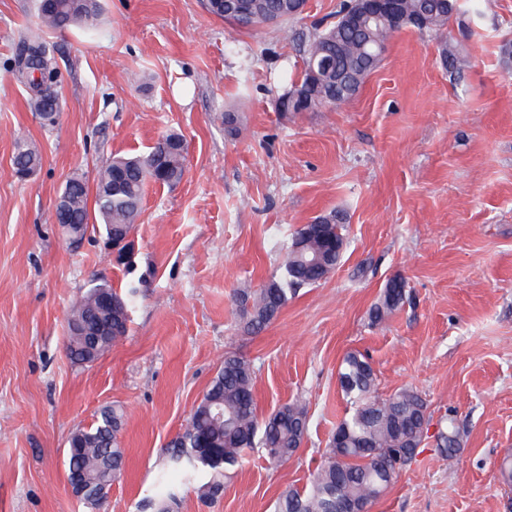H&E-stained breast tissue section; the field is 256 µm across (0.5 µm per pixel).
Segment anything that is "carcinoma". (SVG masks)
Returning <instances> with one entry per match:
<instances>
[{
	"label": "carcinoma",
	"mask_w": 512,
	"mask_h": 512,
	"mask_svg": "<svg viewBox=\"0 0 512 512\" xmlns=\"http://www.w3.org/2000/svg\"><path fill=\"white\" fill-rule=\"evenodd\" d=\"M289 0H251L248 15L225 0H208V9L235 28L249 29L272 18L285 23L294 18ZM460 8V0H404L402 25L414 19L426 20V29L439 32ZM100 10L99 0H39L38 18L53 30L93 22ZM359 3L340 5L336 21L303 46L304 69L292 86L306 93L311 109L349 101L364 79L383 60L382 54L392 32L382 22L358 24ZM19 72L28 84L40 73L39 84L55 90L59 74L52 65L49 48L30 45L18 60ZM40 116L52 122L58 98L32 96ZM186 144L176 133L160 138L143 156L116 157L99 170L95 189L86 179L73 175L60 192L66 200L54 213L75 236H83L91 213H96L107 237L118 239L134 229L141 212L145 187L153 182L167 186L179 183L185 173ZM39 151L27 141L14 144L12 166L15 176L41 167ZM330 224L315 233L310 227L298 230L288 247L280 274L271 276L257 291L237 296L239 316L248 334H257L272 323L288 302V296L319 283L341 261L346 245L345 225L335 215ZM134 292L122 296L106 285H96L76 303L69 314L67 352L78 363H92L118 339L126 335L129 304ZM406 298L405 282L392 278L380 299L369 311L373 325L385 321ZM377 377L369 358L350 353L338 370L341 391L352 412L334 430L326 457L313 476L309 489H290L281 494L276 512H342L348 507L361 512L398 477L415 456L431 423L428 404L412 388H401L383 398L377 391ZM255 370L252 363L235 353L224 361L202 400L194 407L184 431L166 450V463L159 471L154 496L148 501L154 512H171L176 501V484L195 483L205 498L224 489V479L247 453L262 450L268 460L281 462L296 454L307 430V411L300 401L287 404L266 418L256 413ZM123 423L121 409L106 407L91 428L78 427L71 434L66 453V473H82L92 486L80 495L90 505L99 504L105 494L96 493L98 482H113L123 471L125 451L118 434ZM437 447L453 457L458 446L454 420L436 436Z\"/></svg>",
	"instance_id": "1"
}]
</instances>
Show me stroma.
Returning a JSON list of instances; mask_svg holds the SVG:
<instances>
[{
  "label": "stroma",
  "instance_id": "35a3bbf8",
  "mask_svg": "<svg viewBox=\"0 0 512 512\" xmlns=\"http://www.w3.org/2000/svg\"><path fill=\"white\" fill-rule=\"evenodd\" d=\"M101 2L94 29L59 32L37 0H0V512H141L228 352L254 365L259 416L299 400L307 432L286 462L250 453L214 500L183 485L173 512H274L284 491L307 490L349 409L337 371L351 352L369 355L380 395L414 388L433 423L459 430L454 457L426 439L370 512H512L499 472L512 457V0L449 20L460 77L437 35L407 28L352 100L315 112L279 99L340 0L242 31L207 0ZM37 40L54 45L60 74L51 125L14 65ZM166 133L185 139L186 173L147 186L125 260L101 225L74 240L54 222L69 176L95 181ZM20 138L42 157L24 181L11 164ZM332 212L346 226L340 264L245 334L234 295L260 288L295 231ZM396 276L406 299L371 326ZM100 284L136 289L128 332L77 364L67 315ZM106 406L124 413L125 467L92 511L67 484L66 451Z\"/></svg>",
  "mask_w": 512,
  "mask_h": 512
}]
</instances>
